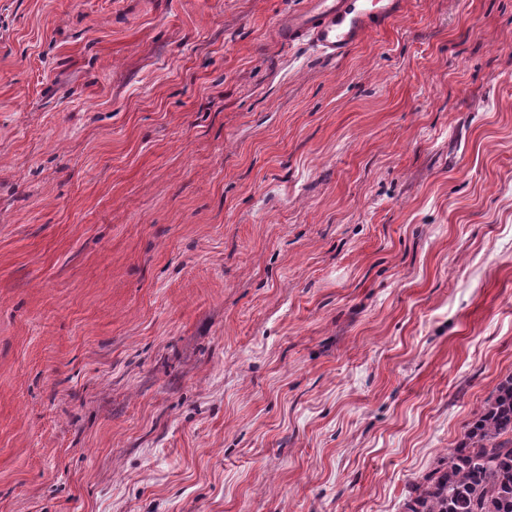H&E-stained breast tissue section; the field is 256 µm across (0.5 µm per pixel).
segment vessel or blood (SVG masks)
<instances>
[{
	"instance_id": "vessel-or-blood-1",
	"label": "vessel or blood",
	"mask_w": 512,
	"mask_h": 512,
	"mask_svg": "<svg viewBox=\"0 0 512 512\" xmlns=\"http://www.w3.org/2000/svg\"><path fill=\"white\" fill-rule=\"evenodd\" d=\"M396 0H303L282 31L284 40L310 39L331 58L344 56L395 14Z\"/></svg>"
}]
</instances>
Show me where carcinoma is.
Here are the masks:
<instances>
[{"mask_svg": "<svg viewBox=\"0 0 512 512\" xmlns=\"http://www.w3.org/2000/svg\"><path fill=\"white\" fill-rule=\"evenodd\" d=\"M415 493L408 512H512V376Z\"/></svg>", "mask_w": 512, "mask_h": 512, "instance_id": "carcinoma-1", "label": "carcinoma"}]
</instances>
